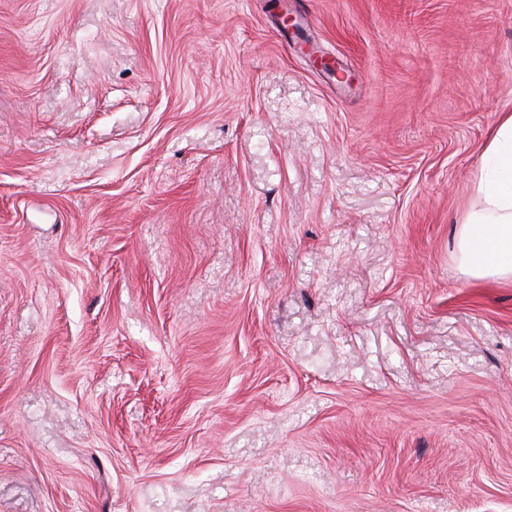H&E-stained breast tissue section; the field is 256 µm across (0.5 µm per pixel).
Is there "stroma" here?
<instances>
[{
  "mask_svg": "<svg viewBox=\"0 0 512 512\" xmlns=\"http://www.w3.org/2000/svg\"><path fill=\"white\" fill-rule=\"evenodd\" d=\"M503 112L512 0H0V512H512ZM479 190L485 208L456 224V260L472 279L512 280V113L503 112L483 153Z\"/></svg>",
  "mask_w": 512,
  "mask_h": 512,
  "instance_id": "1",
  "label": "stroma"
}]
</instances>
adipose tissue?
<instances>
[{
	"label": "adipose tissue",
	"instance_id": "obj_1",
	"mask_svg": "<svg viewBox=\"0 0 512 512\" xmlns=\"http://www.w3.org/2000/svg\"><path fill=\"white\" fill-rule=\"evenodd\" d=\"M493 163L482 172L483 210L456 225V260L472 279L512 280V113H502L483 153Z\"/></svg>",
	"mask_w": 512,
	"mask_h": 512
}]
</instances>
